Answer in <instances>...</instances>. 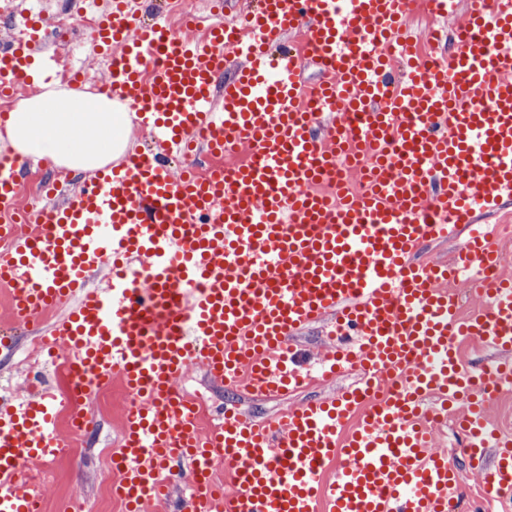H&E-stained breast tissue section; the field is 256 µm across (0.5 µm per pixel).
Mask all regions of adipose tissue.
I'll return each instance as SVG.
<instances>
[{
    "mask_svg": "<svg viewBox=\"0 0 512 512\" xmlns=\"http://www.w3.org/2000/svg\"><path fill=\"white\" fill-rule=\"evenodd\" d=\"M127 104L111 91L87 93L56 84L20 101L5 122L19 158L37 157L78 172H94L125 155Z\"/></svg>",
    "mask_w": 512,
    "mask_h": 512,
    "instance_id": "obj_1",
    "label": "adipose tissue"
}]
</instances>
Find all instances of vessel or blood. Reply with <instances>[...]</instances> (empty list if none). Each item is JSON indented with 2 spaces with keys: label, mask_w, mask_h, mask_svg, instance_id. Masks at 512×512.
<instances>
[{
  "label": "vessel or blood",
  "mask_w": 512,
  "mask_h": 512,
  "mask_svg": "<svg viewBox=\"0 0 512 512\" xmlns=\"http://www.w3.org/2000/svg\"><path fill=\"white\" fill-rule=\"evenodd\" d=\"M212 3L201 36L193 19L184 36L142 22L131 0L101 14L107 86L157 152L50 190L35 214L16 162L0 164L10 319L33 328L65 308L43 342L67 350L80 398L108 377L136 398L112 460L125 512L164 499L174 512H459V475L429 425L457 405L484 499L512 495V440L487 419L512 362L465 369L455 349L469 336L512 353V278L478 281L485 303L465 318L446 287L497 265V241L477 230L452 262L415 259L512 200V0H469L433 67L413 61L409 0H255L231 22ZM28 21V39L0 49V95L52 70L47 15ZM192 148L247 158L198 178L170 165ZM102 271L107 286L88 288ZM322 321L334 344L312 370L294 339ZM193 366L256 399L359 378L263 421L225 409L204 432L176 387ZM58 407L41 395L0 411V512H38L27 468L59 453ZM174 462L195 486L178 499ZM219 464L233 494L210 482Z\"/></svg>",
  "instance_id": "1"
}]
</instances>
